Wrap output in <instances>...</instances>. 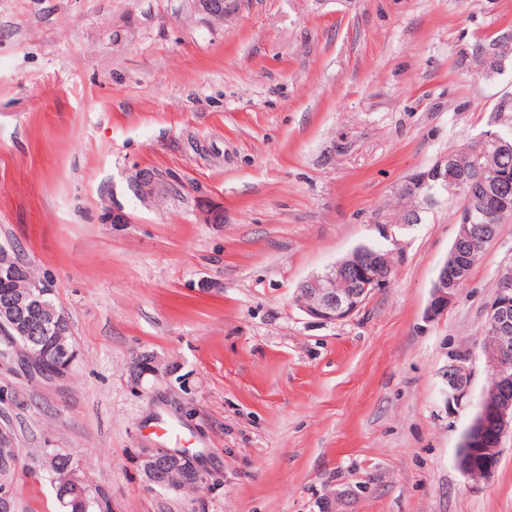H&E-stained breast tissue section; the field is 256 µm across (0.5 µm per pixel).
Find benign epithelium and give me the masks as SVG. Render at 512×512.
<instances>
[{"label":"benign epithelium","instance_id":"7a95c632","mask_svg":"<svg viewBox=\"0 0 512 512\" xmlns=\"http://www.w3.org/2000/svg\"><path fill=\"white\" fill-rule=\"evenodd\" d=\"M201 15L220 23L232 18L241 9L242 0H193ZM454 159L447 157L430 169L411 177L404 190L419 199H428L431 183H449L448 190L460 198L457 214L458 238H469L476 231L472 223L474 213L488 214L486 199L477 198L460 182H448V167ZM131 188L143 199H151L163 189L151 173L139 172L131 179ZM24 263L13 249L0 246V282L7 291L0 296V334L5 348H0V360L6 362L22 357L29 375L44 379L63 375L76 356V348L69 336L71 328L64 325L65 314L52 300L53 289L41 278L31 279L19 273ZM394 271L393 253L389 250L371 259L351 252L322 271L305 278L296 289L295 303L306 315L325 323H337L351 317L377 290L385 288ZM466 279V270L459 263H443L432 285L428 317L436 318L448 310L455 290ZM352 282L355 288L341 290L338 283ZM497 296L488 303L486 323L488 331L481 342V354L487 369L490 386L483 394L477 413L463 435L457 452L459 470L476 484L489 480L486 461L500 459L503 437L512 431V397L509 396L508 358L512 356V267L501 271ZM53 336L50 350L53 360L37 358L23 345L34 343L45 336ZM444 379L445 402L448 408L462 405L468 396L470 373L464 360L453 359ZM147 481L166 486L172 470L183 473V481L194 484L202 478L188 450L170 452L160 450L142 461Z\"/></svg>","mask_w":512,"mask_h":512}]
</instances>
